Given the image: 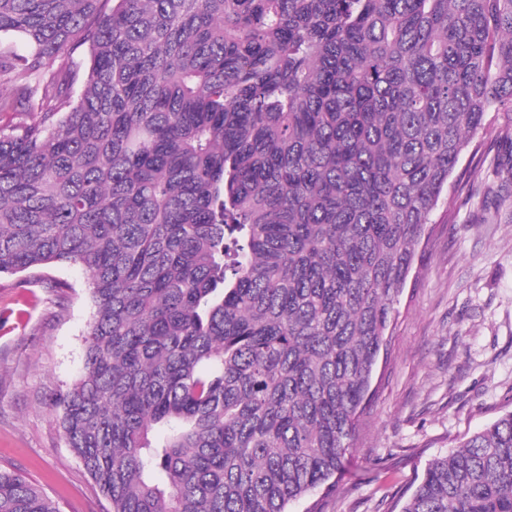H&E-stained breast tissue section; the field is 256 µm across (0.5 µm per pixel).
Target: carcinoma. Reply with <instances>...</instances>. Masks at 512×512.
Returning <instances> with one entry per match:
<instances>
[{
  "mask_svg": "<svg viewBox=\"0 0 512 512\" xmlns=\"http://www.w3.org/2000/svg\"><path fill=\"white\" fill-rule=\"evenodd\" d=\"M0 274L74 264L53 402L110 512L331 492L431 215L489 113L512 210V0H0ZM0 512H57L0 469ZM401 512H512V410Z\"/></svg>",
  "mask_w": 512,
  "mask_h": 512,
  "instance_id": "cac0c4a2",
  "label": "carcinoma"
}]
</instances>
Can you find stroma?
Masks as SVG:
<instances>
[{
  "label": "stroma",
  "mask_w": 512,
  "mask_h": 512,
  "mask_svg": "<svg viewBox=\"0 0 512 512\" xmlns=\"http://www.w3.org/2000/svg\"><path fill=\"white\" fill-rule=\"evenodd\" d=\"M498 124L489 114L477 152L454 173L449 209L435 212L418 248L374 396L323 512H394L431 459L512 410V213L485 209L482 195ZM91 316L79 267L0 275V469L58 512L107 506L48 405L83 370Z\"/></svg>",
  "instance_id": "1"
}]
</instances>
